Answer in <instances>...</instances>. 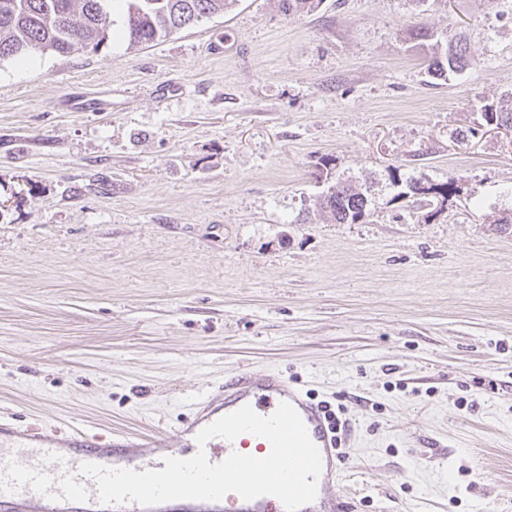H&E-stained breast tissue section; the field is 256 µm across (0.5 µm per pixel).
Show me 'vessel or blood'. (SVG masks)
I'll return each mask as SVG.
<instances>
[{"instance_id":"obj_1","label":"vessel or blood","mask_w":512,"mask_h":512,"mask_svg":"<svg viewBox=\"0 0 512 512\" xmlns=\"http://www.w3.org/2000/svg\"><path fill=\"white\" fill-rule=\"evenodd\" d=\"M288 402L301 417L309 438L318 448L322 472L317 496L298 512H356L351 501L335 487L341 476L339 431L324 404L285 374L270 372L255 376L240 373L210 390L178 426L161 431L151 442L132 433H116L110 446L100 444L99 435L82 430L23 427L0 421V512H285L282 502L272 495L252 500L230 493L218 501L175 500L146 506L133 501L102 504L94 479L79 475L81 464L91 462L114 469H164L168 457L185 459L196 447V435L220 417L248 406L262 417L271 416L280 403ZM253 443L254 457H266L270 442L260 436L253 440L237 437L227 441L214 437L204 447L210 463L218 464L231 453L244 452ZM155 454H146V447ZM23 452L26 466L11 463L15 452Z\"/></svg>"}]
</instances>
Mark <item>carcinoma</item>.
<instances>
[{
    "label": "carcinoma",
    "mask_w": 512,
    "mask_h": 512,
    "mask_svg": "<svg viewBox=\"0 0 512 512\" xmlns=\"http://www.w3.org/2000/svg\"><path fill=\"white\" fill-rule=\"evenodd\" d=\"M234 0H0V60L39 51L69 54L76 48L99 50L109 38L114 5L123 21L117 36L131 46L148 44L189 27L203 18L224 13ZM286 13L313 11L322 0H281ZM445 53L446 63L435 71H461L468 66L465 49L457 37ZM392 186L404 185L412 193L422 191L448 197L453 182L422 185L421 180L386 167ZM369 200L350 188L324 196L322 208L340 224H356L365 218Z\"/></svg>",
    "instance_id": "carcinoma-1"
}]
</instances>
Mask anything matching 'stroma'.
I'll return each instance as SVG.
<instances>
[{"instance_id":"1","label":"stroma","mask_w":512,"mask_h":512,"mask_svg":"<svg viewBox=\"0 0 512 512\" xmlns=\"http://www.w3.org/2000/svg\"><path fill=\"white\" fill-rule=\"evenodd\" d=\"M471 64L431 74L415 26ZM512 0H235L139 47L0 61V418L171 427L279 371L358 512H512ZM455 180L402 198L385 169ZM365 194L358 224L320 206Z\"/></svg>"}]
</instances>
